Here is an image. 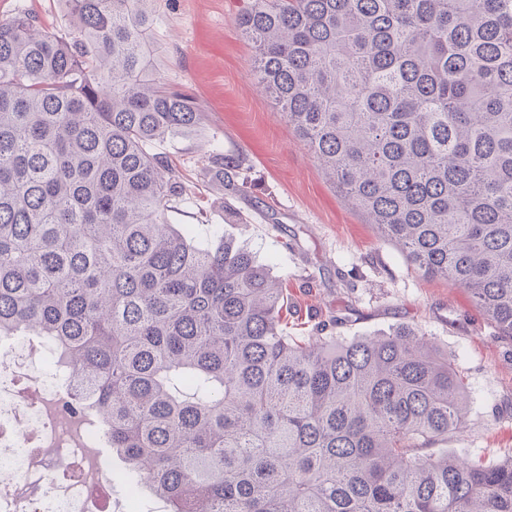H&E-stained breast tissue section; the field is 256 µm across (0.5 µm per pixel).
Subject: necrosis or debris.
I'll list each match as a JSON object with an SVG mask.
<instances>
[{
  "label": "necrosis or debris",
  "instance_id": "1",
  "mask_svg": "<svg viewBox=\"0 0 512 512\" xmlns=\"http://www.w3.org/2000/svg\"><path fill=\"white\" fill-rule=\"evenodd\" d=\"M39 339L0 347V512H117L112 477L90 452L98 422H75L59 406L65 378L47 381Z\"/></svg>",
  "mask_w": 512,
  "mask_h": 512
}]
</instances>
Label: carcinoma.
<instances>
[{"instance_id":"cac0c4a2","label":"carcinoma","mask_w":512,"mask_h":512,"mask_svg":"<svg viewBox=\"0 0 512 512\" xmlns=\"http://www.w3.org/2000/svg\"><path fill=\"white\" fill-rule=\"evenodd\" d=\"M62 2L70 39L0 23V342L40 339L168 512H512V458L437 447L469 412L447 351L288 337L270 265L171 223L155 145L200 107L157 76L154 0ZM239 27L344 202L512 338V0H250Z\"/></svg>"}]
</instances>
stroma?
Instances as JSON below:
<instances>
[{
	"label": "stroma",
	"instance_id": "obj_1",
	"mask_svg": "<svg viewBox=\"0 0 512 512\" xmlns=\"http://www.w3.org/2000/svg\"><path fill=\"white\" fill-rule=\"evenodd\" d=\"M249 0H155L157 72L192 93L196 131L158 147L182 172L188 201L172 223L195 227L197 242L216 226L244 241L288 285V333L350 338L409 323L432 337L465 374V429L449 438L455 456L493 462L512 456V338L471 294L421 276L362 213L345 204L284 114L258 87L252 45L237 18ZM49 32L71 34L61 0H0V22L18 11ZM241 161L214 189L204 169L215 154Z\"/></svg>",
	"mask_w": 512,
	"mask_h": 512
}]
</instances>
